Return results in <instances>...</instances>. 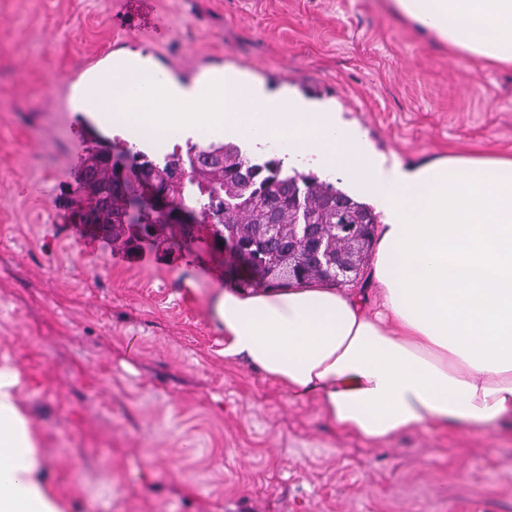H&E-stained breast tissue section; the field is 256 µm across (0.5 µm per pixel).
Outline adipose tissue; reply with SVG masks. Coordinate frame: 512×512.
Returning <instances> with one entry per match:
<instances>
[{
	"label": "adipose tissue",
	"instance_id": "1",
	"mask_svg": "<svg viewBox=\"0 0 512 512\" xmlns=\"http://www.w3.org/2000/svg\"><path fill=\"white\" fill-rule=\"evenodd\" d=\"M423 36L460 55L512 64V0H389ZM73 111L107 133L152 130L138 147L239 141L343 179L378 216L372 300L321 283L219 288L210 316L224 356L317 399L327 421L368 443L512 418V154L406 162L377 151L333 103L267 90L228 69L189 85L159 78L126 51L74 86ZM20 372L0 365V512H69L19 400Z\"/></svg>",
	"mask_w": 512,
	"mask_h": 512
}]
</instances>
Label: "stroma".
<instances>
[{
  "instance_id": "obj_1",
  "label": "stroma",
  "mask_w": 512,
  "mask_h": 512,
  "mask_svg": "<svg viewBox=\"0 0 512 512\" xmlns=\"http://www.w3.org/2000/svg\"><path fill=\"white\" fill-rule=\"evenodd\" d=\"M0 0V363L70 512H512V438L459 428L365 443L224 358L206 298L247 277L198 225L191 251L89 229L79 174L109 136L72 87L109 55L162 76L236 68L336 102L405 161L512 153V67L423 38L382 0Z\"/></svg>"
}]
</instances>
